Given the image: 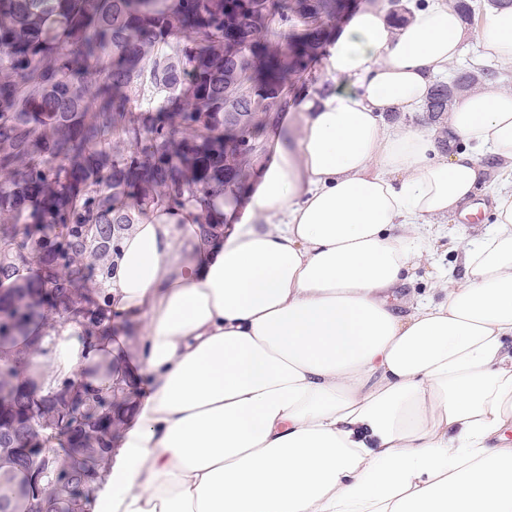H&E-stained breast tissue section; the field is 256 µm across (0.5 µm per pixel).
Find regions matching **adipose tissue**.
<instances>
[{
	"instance_id": "adipose-tissue-1",
	"label": "adipose tissue",
	"mask_w": 512,
	"mask_h": 512,
	"mask_svg": "<svg viewBox=\"0 0 512 512\" xmlns=\"http://www.w3.org/2000/svg\"><path fill=\"white\" fill-rule=\"evenodd\" d=\"M466 37L447 0L402 23L355 9L323 51L334 89L292 100L232 232L191 210L122 232L104 283L121 327L69 324L35 354L41 392L134 396L92 512H512V192L461 277L436 274L441 300L392 302L430 225L472 213L481 155L512 172V93L463 91L441 133L393 119ZM479 46L512 64V7Z\"/></svg>"
}]
</instances>
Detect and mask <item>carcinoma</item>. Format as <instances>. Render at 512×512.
Segmentation results:
<instances>
[{
	"label": "carcinoma",
	"mask_w": 512,
	"mask_h": 512,
	"mask_svg": "<svg viewBox=\"0 0 512 512\" xmlns=\"http://www.w3.org/2000/svg\"><path fill=\"white\" fill-rule=\"evenodd\" d=\"M356 0H0V512H84L128 399L91 382L72 390L64 426L40 397L48 475L9 448L30 432L36 371L18 349L76 318L110 319L100 282L123 227L155 209L195 210L211 227L239 202L264 130ZM477 80L432 85L436 119ZM41 334L33 335L36 329ZM83 449L80 468L73 448Z\"/></svg>",
	"instance_id": "1"
}]
</instances>
